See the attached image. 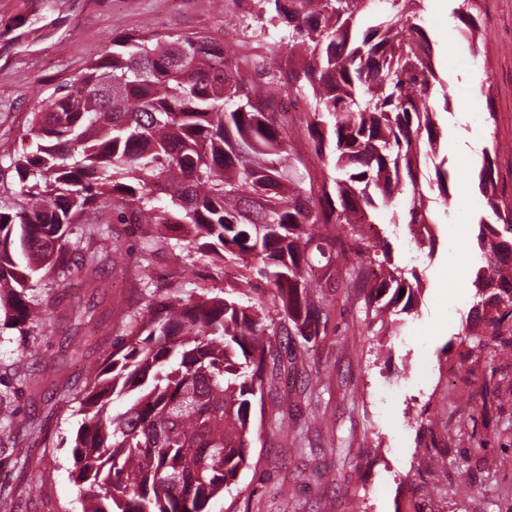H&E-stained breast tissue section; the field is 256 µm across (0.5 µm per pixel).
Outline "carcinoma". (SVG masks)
Returning <instances> with one entry per match:
<instances>
[{
  "instance_id": "cac0c4a2",
  "label": "carcinoma",
  "mask_w": 512,
  "mask_h": 512,
  "mask_svg": "<svg viewBox=\"0 0 512 512\" xmlns=\"http://www.w3.org/2000/svg\"><path fill=\"white\" fill-rule=\"evenodd\" d=\"M372 0H260L272 24L288 27V89L309 94L305 130L315 155L335 172L300 169L293 133L259 94L251 70L227 68L226 46L204 37L127 34L49 96L7 154L18 208L0 205V327L21 336L42 321L36 282L80 264L87 287L116 251L92 248L113 224L185 229L154 244L175 267L201 253L238 282L214 294L172 295L154 283L150 316L133 317L129 340L85 382L83 414L70 448L82 512H207L247 467L251 411L264 384L270 337L288 323L318 336L324 298L311 288L358 290L373 318L407 314L420 290L416 268L395 263L377 212L396 197L391 224L435 223L419 182L432 165L438 199H453L447 158L439 157L438 100L448 110L433 45L420 24L427 0H388L366 23ZM459 31L480 28L478 0H460ZM497 150L484 149L478 189L480 298L464 329L468 358L512 344V194ZM168 197L165 206L158 196ZM265 286L251 303L241 298ZM405 296H400V291ZM125 408L113 411L118 399ZM15 409L0 394V432Z\"/></svg>"
}]
</instances>
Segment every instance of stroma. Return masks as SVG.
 <instances>
[{"label": "stroma", "instance_id": "1", "mask_svg": "<svg viewBox=\"0 0 512 512\" xmlns=\"http://www.w3.org/2000/svg\"><path fill=\"white\" fill-rule=\"evenodd\" d=\"M485 53L472 57L451 12L452 0H430L427 29L450 101L439 114V147L454 180L450 213L439 216L434 251L412 242L406 226L389 228L394 256L422 276L423 293L402 327L370 323L353 288L323 291V335L274 344L264 361V386L252 408L248 465L212 512H512V355L458 356L473 306L471 269L480 261L474 218L482 208L478 171L482 150L499 147L501 178L512 185V0H481ZM57 27L22 29L25 49L0 53V145L20 142L42 100L70 84L113 37L133 31L223 40L249 25L247 52L260 84L280 111L288 89V33L241 10L238 0H54ZM480 142L481 151L456 153L453 141ZM153 230L116 224L106 240L124 264L104 266L93 302L100 332L83 358L64 350L73 330L57 310L29 335L0 331V389L18 383L14 371L40 384L18 396L15 431L28 423L46 436L26 470L0 467V495L16 512H82L71 471L69 441L80 419L77 404L52 410L61 386L80 392L113 351L125 308L147 310L150 280L174 278L181 295L195 291L203 260L174 269L151 253ZM490 439L484 458L468 457L474 440ZM444 454L445 472L430 466Z\"/></svg>", "mask_w": 512, "mask_h": 512}]
</instances>
